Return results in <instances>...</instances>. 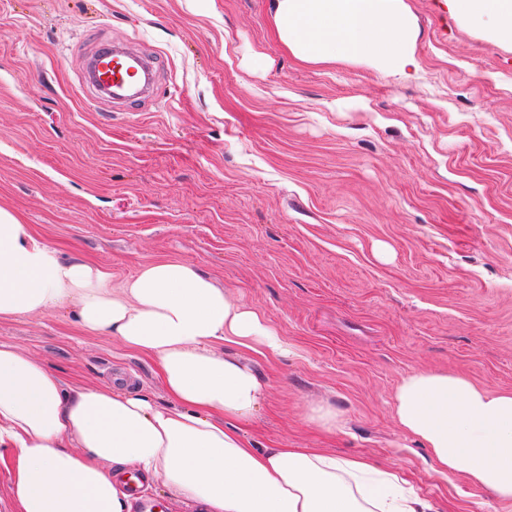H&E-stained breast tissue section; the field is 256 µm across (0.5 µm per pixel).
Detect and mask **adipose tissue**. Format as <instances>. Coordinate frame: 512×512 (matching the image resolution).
Listing matches in <instances>:
<instances>
[{"mask_svg": "<svg viewBox=\"0 0 512 512\" xmlns=\"http://www.w3.org/2000/svg\"><path fill=\"white\" fill-rule=\"evenodd\" d=\"M449 15L512 46V0H446ZM270 21L295 59L365 63L414 78L416 19L405 0H273ZM72 308L79 325L154 358L172 400L112 386L73 387L42 361L0 344V462L18 512H130L117 475L162 480L198 512H429L396 472L319 448H255L239 421L266 394L233 344L290 345L236 293L183 259H154L120 285L105 267L66 258L0 206V317ZM399 427L441 470L512 505V392L451 371L416 369L394 393Z\"/></svg>", "mask_w": 512, "mask_h": 512, "instance_id": "adipose-tissue-1", "label": "adipose tissue"}]
</instances>
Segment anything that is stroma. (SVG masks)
Masks as SVG:
<instances>
[{"instance_id": "stroma-1", "label": "stroma", "mask_w": 512, "mask_h": 512, "mask_svg": "<svg viewBox=\"0 0 512 512\" xmlns=\"http://www.w3.org/2000/svg\"><path fill=\"white\" fill-rule=\"evenodd\" d=\"M406 3L408 82L297 62L270 0H0V204L113 284L181 258L259 310L292 352L224 348L267 385L244 426L254 447L368 458L434 512H512L394 417L419 368L512 391V49L444 0ZM104 42L153 57L147 101L83 85ZM0 343L69 384L171 403L154 359L71 309L0 318Z\"/></svg>"}]
</instances>
